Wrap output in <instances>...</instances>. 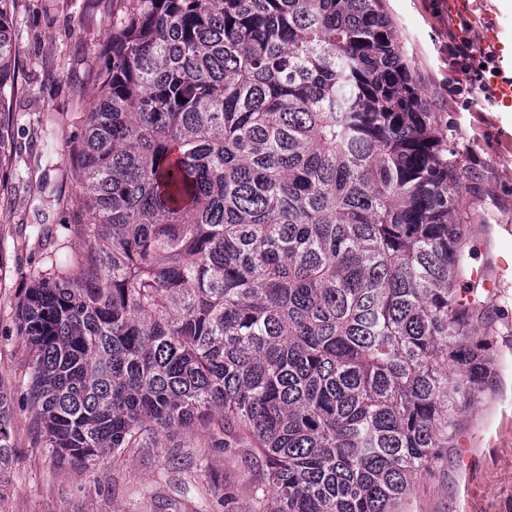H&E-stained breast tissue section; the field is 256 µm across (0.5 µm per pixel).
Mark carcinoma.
Here are the masks:
<instances>
[{
	"mask_svg": "<svg viewBox=\"0 0 512 512\" xmlns=\"http://www.w3.org/2000/svg\"><path fill=\"white\" fill-rule=\"evenodd\" d=\"M130 2L65 199L81 249L18 310L43 446L86 468L193 427L264 457L262 512H394L491 358L454 164L382 0Z\"/></svg>",
	"mask_w": 512,
	"mask_h": 512,
	"instance_id": "cac0c4a2",
	"label": "carcinoma"
}]
</instances>
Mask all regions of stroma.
<instances>
[{
	"label": "stroma",
	"mask_w": 512,
	"mask_h": 512,
	"mask_svg": "<svg viewBox=\"0 0 512 512\" xmlns=\"http://www.w3.org/2000/svg\"><path fill=\"white\" fill-rule=\"evenodd\" d=\"M124 0H13L20 119L13 159L16 192L0 207V390L7 396L13 450L0 463V512H262L266 464L250 448H213L200 432L170 431L158 448H133L76 469L59 465L37 441L28 403L30 350L16 331L19 294L31 267L64 262L81 241L59 239L62 201L77 185L83 112L100 86L112 45V20ZM422 100L454 153L461 182L459 216L470 226L468 265L499 281L476 291L490 328L493 370L467 406L453 447L414 478L396 512H512V107L498 98L512 81V11L501 0H383ZM471 24L475 47L492 57L483 82L448 63V32ZM50 228L39 245L35 225Z\"/></svg>",
	"instance_id": "obj_1"
}]
</instances>
